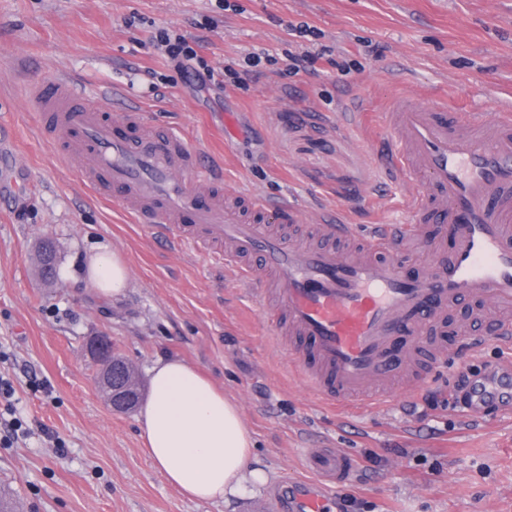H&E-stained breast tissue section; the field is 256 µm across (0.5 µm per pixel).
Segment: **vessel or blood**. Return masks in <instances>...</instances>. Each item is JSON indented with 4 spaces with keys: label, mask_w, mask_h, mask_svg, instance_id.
<instances>
[{
    "label": "vessel or blood",
    "mask_w": 512,
    "mask_h": 512,
    "mask_svg": "<svg viewBox=\"0 0 512 512\" xmlns=\"http://www.w3.org/2000/svg\"><path fill=\"white\" fill-rule=\"evenodd\" d=\"M43 132L58 154L76 161L91 188L156 238L185 246L235 269L247 287L273 291L274 317L308 344L297 363L324 399L344 404L387 396L401 360L418 361L415 331L441 323L458 301H492L494 338L512 346V114L448 116L409 96L392 99L387 125L395 140L387 160L416 189L404 224H383L357 237L343 214L324 231L349 250L316 248L269 233L268 225L300 222L285 198L242 193L224 204L219 164L201 163L178 132L156 133L122 86L62 77L32 84ZM122 105L125 132L113 131L105 104ZM439 223L450 237L446 258L407 275L398 258L417 225ZM512 402V366L480 381L471 409ZM314 481L275 491L278 512H335L339 488L354 467L335 448L307 453Z\"/></svg>",
    "instance_id": "b4317fda"
}]
</instances>
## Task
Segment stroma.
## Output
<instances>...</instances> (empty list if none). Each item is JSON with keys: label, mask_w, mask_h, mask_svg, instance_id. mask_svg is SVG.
Masks as SVG:
<instances>
[{"label": "stroma", "mask_w": 512, "mask_h": 512, "mask_svg": "<svg viewBox=\"0 0 512 512\" xmlns=\"http://www.w3.org/2000/svg\"><path fill=\"white\" fill-rule=\"evenodd\" d=\"M0 0V120L23 168L0 182V374L29 433L0 447V498L14 512H273L286 480L311 478L302 448L356 460L341 512H512V409L456 404L458 372L490 375L512 348L478 356L451 336H424L442 359L406 366L412 392L373 404H332L294 367L267 304L224 265L155 238L93 199L41 130L29 85L65 75L120 82L158 129L179 130L224 165L225 191L294 200L314 223L342 211L358 234L408 217L412 184L380 160L388 100L413 94L449 112L512 106V0ZM211 27L200 30L199 23ZM307 23L312 35L296 37ZM195 38L222 77L198 91L151 47L156 27ZM316 54V75L286 78V52ZM276 57L249 68L250 53ZM57 245L58 280L39 276L42 239ZM108 244L128 267L115 299L84 282L89 252ZM106 336L137 368L142 391L161 358H179L237 403L264 484L215 501L185 497L153 466L137 411L116 412L86 353Z\"/></svg>", "instance_id": "stroma-1"}]
</instances>
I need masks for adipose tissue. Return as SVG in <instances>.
<instances>
[{"label": "adipose tissue", "mask_w": 512, "mask_h": 512, "mask_svg": "<svg viewBox=\"0 0 512 512\" xmlns=\"http://www.w3.org/2000/svg\"><path fill=\"white\" fill-rule=\"evenodd\" d=\"M85 281L99 296L116 298L127 268L104 245L89 258ZM138 425L156 469L189 498L237 496L258 475L248 466L252 441L237 404L182 360L154 363Z\"/></svg>", "instance_id": "obj_1"}]
</instances>
